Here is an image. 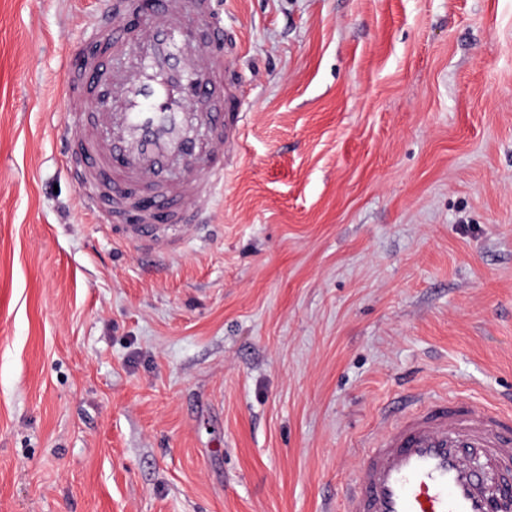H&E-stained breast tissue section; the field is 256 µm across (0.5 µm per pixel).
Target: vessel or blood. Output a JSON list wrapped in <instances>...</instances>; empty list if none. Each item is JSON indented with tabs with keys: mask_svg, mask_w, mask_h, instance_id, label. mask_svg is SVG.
<instances>
[{
	"mask_svg": "<svg viewBox=\"0 0 512 512\" xmlns=\"http://www.w3.org/2000/svg\"><path fill=\"white\" fill-rule=\"evenodd\" d=\"M66 72L65 163L86 215L172 253L224 189L243 119L222 0H107ZM367 437L344 512H512V411L416 394Z\"/></svg>",
	"mask_w": 512,
	"mask_h": 512,
	"instance_id": "vessel-or-blood-1",
	"label": "vessel or blood"
}]
</instances>
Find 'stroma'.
<instances>
[{
    "instance_id": "35a3bbf8",
    "label": "stroma",
    "mask_w": 512,
    "mask_h": 512,
    "mask_svg": "<svg viewBox=\"0 0 512 512\" xmlns=\"http://www.w3.org/2000/svg\"><path fill=\"white\" fill-rule=\"evenodd\" d=\"M105 2L0 0V512H342L400 394L512 400V0H224L245 114L164 257L61 155Z\"/></svg>"
}]
</instances>
